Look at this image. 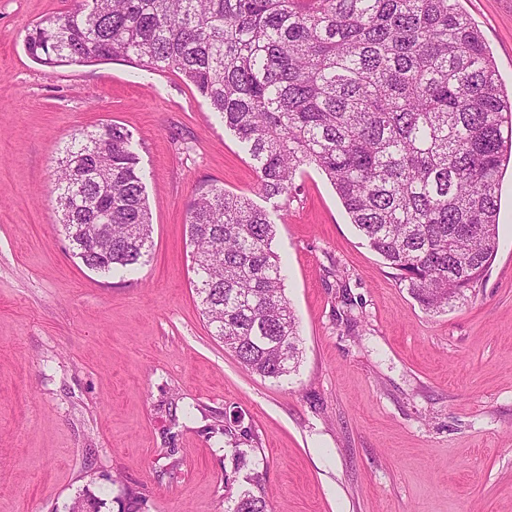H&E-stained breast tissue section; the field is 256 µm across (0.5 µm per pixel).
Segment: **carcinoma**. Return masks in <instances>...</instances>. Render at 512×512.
<instances>
[{
    "instance_id": "cac0c4a2",
    "label": "carcinoma",
    "mask_w": 512,
    "mask_h": 512,
    "mask_svg": "<svg viewBox=\"0 0 512 512\" xmlns=\"http://www.w3.org/2000/svg\"><path fill=\"white\" fill-rule=\"evenodd\" d=\"M74 0L24 38L55 68L122 58L181 74L252 160L257 190L288 206L305 166L324 173L350 222L427 311L476 287L498 248L500 181L512 160V93L459 0ZM61 224L88 268L131 272L152 223L132 134L106 124L66 148ZM187 233L201 315L247 371L288 377L298 322L272 250L277 223L210 184ZM235 466L236 430L219 428ZM263 474L224 485V512H269ZM118 512H138L124 489ZM86 490L70 512H100Z\"/></svg>"
}]
</instances>
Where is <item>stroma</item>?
I'll return each mask as SVG.
<instances>
[{
	"label": "stroma",
	"instance_id": "stroma-1",
	"mask_svg": "<svg viewBox=\"0 0 512 512\" xmlns=\"http://www.w3.org/2000/svg\"><path fill=\"white\" fill-rule=\"evenodd\" d=\"M69 5L0 0V512L127 486L141 512H224L217 424L250 430L271 512H512V171L484 279L433 313L304 167L272 243L299 362L249 373L200 313L186 213L213 183L273 203L180 75L32 60L26 30ZM462 7L511 88L512 0ZM107 123L133 136L152 216L151 255L127 277L83 265L55 202L66 147Z\"/></svg>",
	"mask_w": 512,
	"mask_h": 512
}]
</instances>
